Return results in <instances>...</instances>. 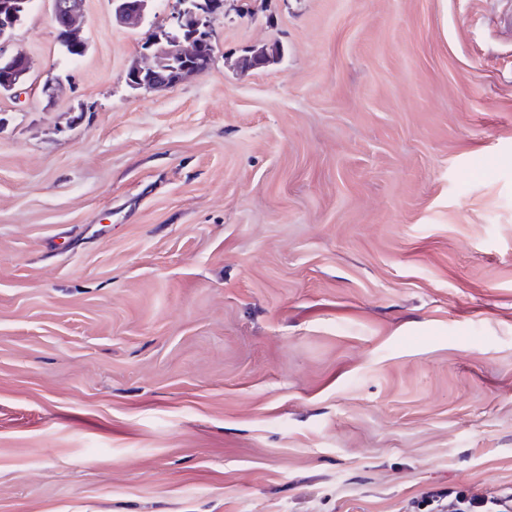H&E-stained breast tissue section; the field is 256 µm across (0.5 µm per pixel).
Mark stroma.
<instances>
[{
  "mask_svg": "<svg viewBox=\"0 0 512 512\" xmlns=\"http://www.w3.org/2000/svg\"><path fill=\"white\" fill-rule=\"evenodd\" d=\"M176 5L11 35L0 512L512 494V0H224L208 70L130 89Z\"/></svg>",
  "mask_w": 512,
  "mask_h": 512,
  "instance_id": "1",
  "label": "stroma"
}]
</instances>
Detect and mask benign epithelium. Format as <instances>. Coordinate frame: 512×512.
<instances>
[{"label": "benign epithelium", "instance_id": "7a95c632", "mask_svg": "<svg viewBox=\"0 0 512 512\" xmlns=\"http://www.w3.org/2000/svg\"><path fill=\"white\" fill-rule=\"evenodd\" d=\"M84 0H51L52 22L57 42L68 48L87 50L88 44L79 35ZM112 21L138 27L145 21L152 0H111ZM27 0H3L0 3V74L11 96L25 93L31 63L21 50L8 49L11 32L27 14ZM224 8L220 0L199 3L180 0L167 18L168 29L162 35L148 37L142 44V61L132 65L126 82L133 90L172 87L190 73L205 70L201 64L203 48L213 45L208 17Z\"/></svg>", "mask_w": 512, "mask_h": 512}]
</instances>
